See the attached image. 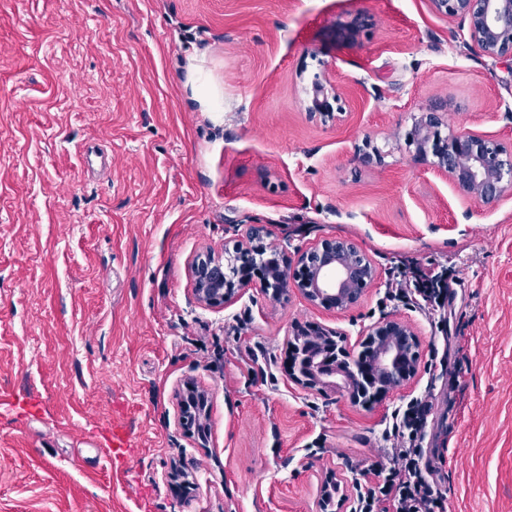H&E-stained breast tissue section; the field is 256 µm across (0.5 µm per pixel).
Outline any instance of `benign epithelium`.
Instances as JSON below:
<instances>
[{"label": "benign epithelium", "instance_id": "1", "mask_svg": "<svg viewBox=\"0 0 512 512\" xmlns=\"http://www.w3.org/2000/svg\"><path fill=\"white\" fill-rule=\"evenodd\" d=\"M432 10L458 19L468 37L490 59H512V0H429ZM314 115L324 123L343 116L332 107L321 83L314 85ZM447 113L429 106L413 118L405 134L415 156L464 194L486 204L512 195V145L459 127L442 134ZM262 225L249 229L242 241L224 247V255L198 254L191 263L194 294L205 306L231 301L247 288L280 297L293 285L312 305L344 312L355 306L378 278L370 258L354 242L327 237L291 263L268 250ZM420 340L414 327L397 316L384 317L361 333L355 345L346 334L308 325L288 344V376L310 390L348 389L350 396L371 405L410 387L419 371ZM208 395L188 384L180 406V423L205 436Z\"/></svg>", "mask_w": 512, "mask_h": 512}]
</instances>
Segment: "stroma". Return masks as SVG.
Segmentation results:
<instances>
[{"label":"stroma","instance_id":"1","mask_svg":"<svg viewBox=\"0 0 512 512\" xmlns=\"http://www.w3.org/2000/svg\"><path fill=\"white\" fill-rule=\"evenodd\" d=\"M317 80L340 122L312 116ZM436 102L512 144V60L429 0H0V512H319L330 470L350 512L414 398L447 512H512V197L468 198L406 147ZM255 224L291 260L350 239L379 276L340 314L293 288L200 304L195 255ZM403 264L447 268L448 330L387 299ZM391 315L419 334L412 387L366 408L289 380L295 325L353 342ZM189 380L204 446L178 424Z\"/></svg>","mask_w":512,"mask_h":512}]
</instances>
